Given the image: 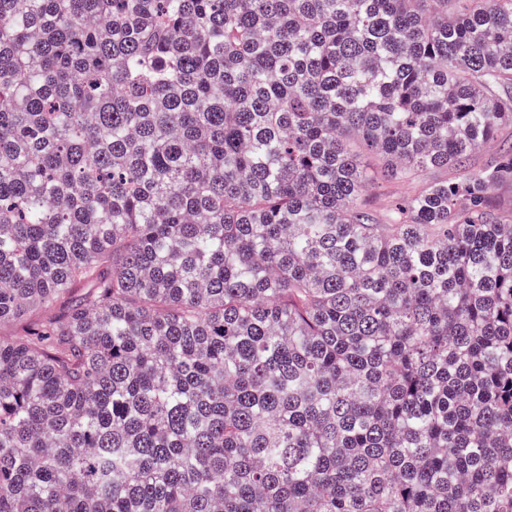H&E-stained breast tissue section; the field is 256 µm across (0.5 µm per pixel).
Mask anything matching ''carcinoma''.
<instances>
[{"mask_svg": "<svg viewBox=\"0 0 512 512\" xmlns=\"http://www.w3.org/2000/svg\"><path fill=\"white\" fill-rule=\"evenodd\" d=\"M504 88L512 0H0V512H512ZM512 146V124L507 123L497 133L493 142L471 154L470 167L474 171L493 166L503 147ZM453 176V170L438 168L419 172L415 179L409 182L376 183L365 191L362 205L376 219L377 224H386V214L397 202L415 195L426 182L448 180Z\"/></svg>", "mask_w": 512, "mask_h": 512, "instance_id": "obj_1", "label": "carcinoma"}]
</instances>
